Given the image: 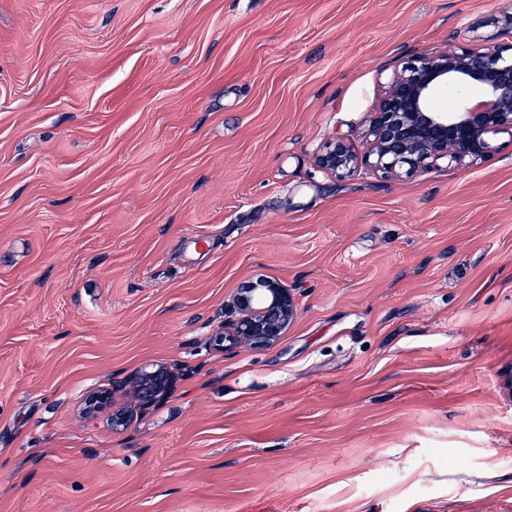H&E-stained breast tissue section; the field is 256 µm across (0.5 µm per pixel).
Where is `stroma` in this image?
<instances>
[{
    "label": "stroma",
    "instance_id": "1",
    "mask_svg": "<svg viewBox=\"0 0 512 512\" xmlns=\"http://www.w3.org/2000/svg\"><path fill=\"white\" fill-rule=\"evenodd\" d=\"M512 0H0V512H512V135L387 180L393 72ZM255 275L299 313L214 335ZM177 382L112 430L86 395ZM174 380L175 376L167 366L156 364L140 368L118 388L112 387V395L115 391L124 390L133 402L131 410L112 407V427L125 426L136 409H148L163 400L171 391Z\"/></svg>",
    "mask_w": 512,
    "mask_h": 512
}]
</instances>
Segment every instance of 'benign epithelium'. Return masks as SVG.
Listing matches in <instances>:
<instances>
[{
  "instance_id": "7a95c632",
  "label": "benign epithelium",
  "mask_w": 512,
  "mask_h": 512,
  "mask_svg": "<svg viewBox=\"0 0 512 512\" xmlns=\"http://www.w3.org/2000/svg\"><path fill=\"white\" fill-rule=\"evenodd\" d=\"M469 84L486 95L484 104L469 102L461 88ZM455 90L458 101L451 109H439L437 89ZM512 134V45L458 52L448 48L422 55L403 65L388 84L374 112L370 113V146L355 155L343 142L329 144L317 155L316 164L330 174L342 175L359 164L387 177L411 175L429 163H476L491 149L490 137ZM231 309V332H220L216 341L254 347L279 341L297 315V303L285 285L257 276L237 289ZM175 376L163 364L144 366L112 391L91 393L84 410L99 413L111 404V392L131 396L129 410L112 409V427H123L136 409H148L171 391Z\"/></svg>"
}]
</instances>
